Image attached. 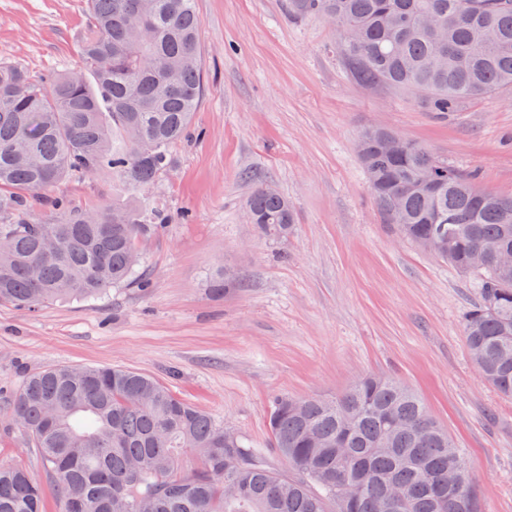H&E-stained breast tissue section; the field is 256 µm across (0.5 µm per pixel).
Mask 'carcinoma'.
Masks as SVG:
<instances>
[{
  "instance_id": "carcinoma-1",
  "label": "carcinoma",
  "mask_w": 512,
  "mask_h": 512,
  "mask_svg": "<svg viewBox=\"0 0 512 512\" xmlns=\"http://www.w3.org/2000/svg\"><path fill=\"white\" fill-rule=\"evenodd\" d=\"M81 63L32 71L0 61V302L36 309L151 286L140 243L168 215L130 195L94 211L48 192L110 172L133 191L174 166L203 92L195 0H85ZM288 17L325 18L365 86L417 96L432 112L512 88V0H286ZM362 132L357 153L383 223L474 278L463 333L472 362L512 398V196L480 190L424 146L398 154ZM251 223L292 234L288 199L259 183ZM11 413L51 473L63 512H478L467 461L410 389L367 377L333 399L273 398L268 424L289 472L241 435L126 368L49 366ZM198 466L180 472L183 455ZM0 512H44L26 470L0 466Z\"/></svg>"
}]
</instances>
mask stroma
<instances>
[{
    "label": "stroma",
    "instance_id": "1",
    "mask_svg": "<svg viewBox=\"0 0 512 512\" xmlns=\"http://www.w3.org/2000/svg\"><path fill=\"white\" fill-rule=\"evenodd\" d=\"M196 9L201 134L174 146L173 168L146 194L171 217L141 244L153 285L35 310L0 304V464L26 468L45 512H62L38 450L6 413L26 375L51 365L151 375L278 469L274 395L333 397L391 376L464 452L481 512H512V400L483 380L462 333L479 291L383 224L356 151L365 128L382 126L512 196V89L432 112L413 94L364 87L336 52L334 26L288 18L285 0H196ZM86 24L82 0H0V54L33 70L71 68ZM256 182L294 207L288 239L250 224ZM120 189L101 174L53 192L100 208ZM219 265L242 285L212 293Z\"/></svg>",
    "mask_w": 512,
    "mask_h": 512
}]
</instances>
